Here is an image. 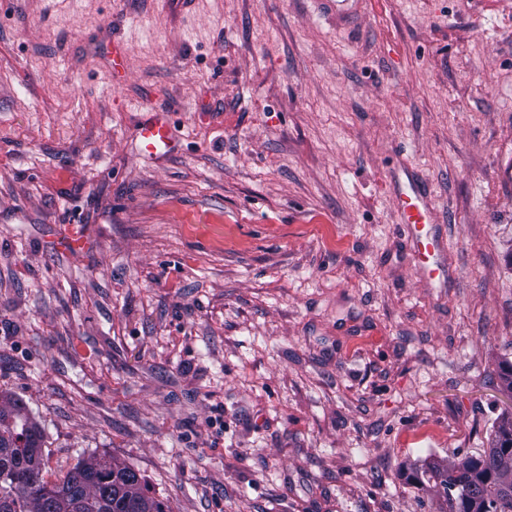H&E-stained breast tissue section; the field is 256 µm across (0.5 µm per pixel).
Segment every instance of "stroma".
<instances>
[{
  "instance_id": "35a3bbf8",
  "label": "stroma",
  "mask_w": 512,
  "mask_h": 512,
  "mask_svg": "<svg viewBox=\"0 0 512 512\" xmlns=\"http://www.w3.org/2000/svg\"><path fill=\"white\" fill-rule=\"evenodd\" d=\"M507 363L512 0H0V396L47 479L108 454L171 512H439L408 475L491 448ZM136 138L139 140L143 152L157 155L161 153V150L168 148L173 133L163 115L160 117L155 115L138 127ZM394 198L402 219V231L410 244L419 273L429 282L442 281L448 270L441 256V243L425 186L408 168L395 173Z\"/></svg>"
}]
</instances>
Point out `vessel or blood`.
Returning <instances> with one entry per match:
<instances>
[{"mask_svg": "<svg viewBox=\"0 0 512 512\" xmlns=\"http://www.w3.org/2000/svg\"><path fill=\"white\" fill-rule=\"evenodd\" d=\"M143 152L160 154L168 148L173 133L164 117L143 122L136 131ZM394 198L402 219V231L416 258L419 273L427 281H442L448 270L441 256V243L425 186L409 169L395 173Z\"/></svg>", "mask_w": 512, "mask_h": 512, "instance_id": "vessel-or-blood-1", "label": "vessel or blood"}]
</instances>
